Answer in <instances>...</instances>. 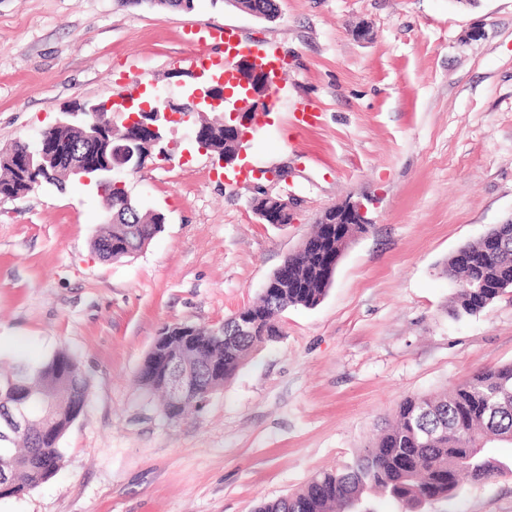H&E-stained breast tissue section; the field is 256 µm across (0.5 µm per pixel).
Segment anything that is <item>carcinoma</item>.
I'll return each mask as SVG.
<instances>
[{"instance_id": "carcinoma-1", "label": "carcinoma", "mask_w": 512, "mask_h": 512, "mask_svg": "<svg viewBox=\"0 0 512 512\" xmlns=\"http://www.w3.org/2000/svg\"><path fill=\"white\" fill-rule=\"evenodd\" d=\"M158 10H191L194 0H122L142 2ZM267 21L278 15L277 0H222ZM210 130L209 145L215 155L231 154L237 143L224 132V123L212 115L197 114ZM29 178L9 165V151L0 152V192L14 196L28 193ZM112 202L124 203V211L92 240V248L105 261H119L142 251L164 224L161 213L143 214L129 198L127 188L109 187ZM502 246L478 267H460L456 254L448 256L444 271L458 284L454 312L458 316L480 313L503 292L512 279V226L495 225L486 236L467 242L462 250L480 253L487 240ZM297 288H274L262 293L245 310L261 321L258 336L206 340L198 367L203 392L213 393L244 364L249 353L282 336L279 316L290 307H312L325 296L334 270L318 266L304 251L290 258ZM483 282L484 288L469 284ZM22 378L24 392L51 396L54 411L48 422L34 420L28 429L8 437L0 434V448L11 449L14 466L10 483L0 482V498L19 497L52 478L63 459L61 441L81 413L89 385L78 361L58 350L40 362L20 359L0 381ZM138 384L162 397V409L170 421L180 420L197 399L172 403L149 368L137 375ZM512 439V365L486 368L468 381L439 395H410L395 408L393 424L370 441L355 460L339 469L317 474L305 488L274 500L259 502L255 512H369L371 497L382 495L397 502L401 512H423L426 505L454 497L462 479L471 482L495 478L508 465L484 452L466 456L467 449L493 439Z\"/></svg>"}]
</instances>
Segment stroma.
I'll return each instance as SVG.
<instances>
[{"instance_id": "obj_1", "label": "stroma", "mask_w": 512, "mask_h": 512, "mask_svg": "<svg viewBox=\"0 0 512 512\" xmlns=\"http://www.w3.org/2000/svg\"><path fill=\"white\" fill-rule=\"evenodd\" d=\"M278 5L266 21L224 0H0V149L37 144L71 105L134 83L182 102L189 30L225 26L287 63L243 158L254 172L288 166L269 192L302 202L292 223H262L254 177L227 183L193 150L189 122L169 134L180 152L125 177L142 209L165 216L133 258L93 253L105 221L95 187L0 201V366L64 349L89 382L61 469L0 512H254L349 463L401 398L512 364V288L458 319L444 273L449 254L512 218V0ZM476 25L483 37L466 39ZM302 109L317 124L298 127ZM349 197L369 200L371 223L320 303L288 308L279 340L168 421L137 383L162 328L219 324L252 303ZM487 450L508 472L427 512H512V442Z\"/></svg>"}]
</instances>
